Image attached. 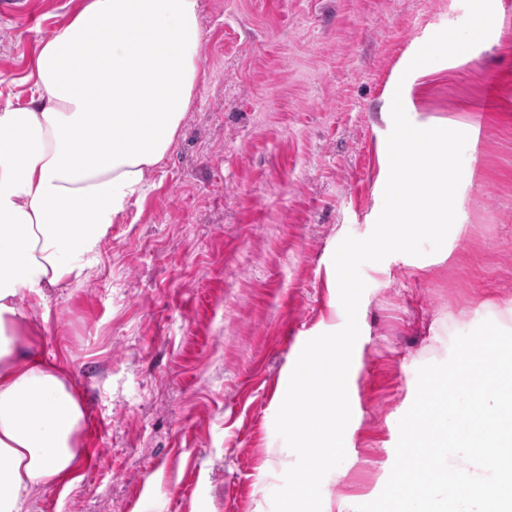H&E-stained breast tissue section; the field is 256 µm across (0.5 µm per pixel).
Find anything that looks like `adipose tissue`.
<instances>
[{"mask_svg": "<svg viewBox=\"0 0 512 512\" xmlns=\"http://www.w3.org/2000/svg\"><path fill=\"white\" fill-rule=\"evenodd\" d=\"M199 0H85L44 41L30 95L0 104V512L70 478L87 411L33 315L85 281L203 81Z\"/></svg>", "mask_w": 512, "mask_h": 512, "instance_id": "1", "label": "adipose tissue"}]
</instances>
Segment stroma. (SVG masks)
Here are the masks:
<instances>
[{
  "label": "stroma",
  "instance_id": "35a3bbf8",
  "mask_svg": "<svg viewBox=\"0 0 512 512\" xmlns=\"http://www.w3.org/2000/svg\"><path fill=\"white\" fill-rule=\"evenodd\" d=\"M0 17V98L83 0H24ZM205 82L162 168L112 227L83 283L51 295L41 349L71 367L87 410L72 487L28 512H273L294 453L275 430L305 343L346 315L327 286L346 236L383 206L391 88L410 121L476 126L463 227L442 261L364 264L348 375L347 472L331 500L365 504L395 462L417 370L512 301V0L489 37L408 71L463 0H199Z\"/></svg>",
  "mask_w": 512,
  "mask_h": 512
}]
</instances>
